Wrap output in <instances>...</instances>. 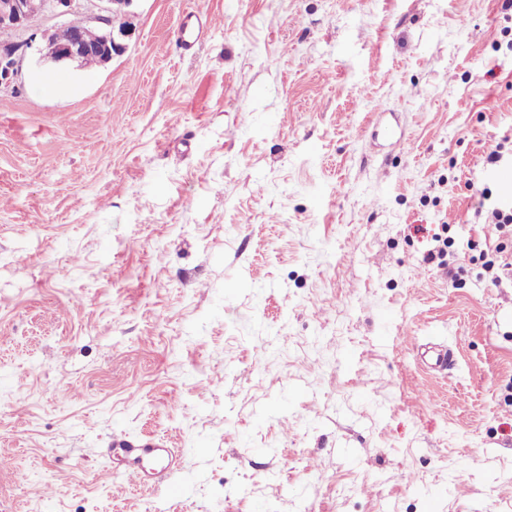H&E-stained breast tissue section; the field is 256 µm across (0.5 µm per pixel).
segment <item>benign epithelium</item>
I'll list each match as a JSON object with an SVG mask.
<instances>
[{
    "label": "benign epithelium",
    "mask_w": 512,
    "mask_h": 512,
    "mask_svg": "<svg viewBox=\"0 0 512 512\" xmlns=\"http://www.w3.org/2000/svg\"><path fill=\"white\" fill-rule=\"evenodd\" d=\"M105 14L96 18L97 25L75 31L68 44L63 46L54 62L68 66L88 56H98L107 65L113 57L123 54L128 48L135 29L125 20L134 0H105ZM80 0H46L44 13L63 18L80 7ZM34 15L26 0H0V31L18 33L20 37L0 41V91L14 87L21 65L36 41H45L52 29L40 33L32 31Z\"/></svg>",
    "instance_id": "obj_1"
}]
</instances>
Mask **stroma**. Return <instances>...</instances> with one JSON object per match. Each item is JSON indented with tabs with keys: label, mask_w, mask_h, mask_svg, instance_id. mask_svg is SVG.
Instances as JSON below:
<instances>
[{
	"label": "stroma",
	"mask_w": 512,
	"mask_h": 512,
	"mask_svg": "<svg viewBox=\"0 0 512 512\" xmlns=\"http://www.w3.org/2000/svg\"><path fill=\"white\" fill-rule=\"evenodd\" d=\"M130 20L110 64L47 94L33 53L0 92V512H512V281L477 215L479 189L512 197L486 164L512 7ZM444 231L453 281L425 261ZM116 438L173 448L171 488L105 457ZM213 24L212 17L203 11L185 15L174 31L176 41L182 49L190 50L202 39L205 31Z\"/></svg>",
	"instance_id": "1"
}]
</instances>
